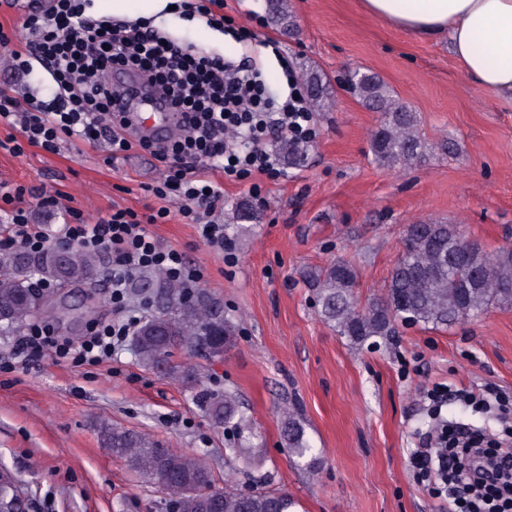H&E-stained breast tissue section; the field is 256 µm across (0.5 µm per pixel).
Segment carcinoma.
<instances>
[{
  "instance_id": "1",
  "label": "carcinoma",
  "mask_w": 512,
  "mask_h": 512,
  "mask_svg": "<svg viewBox=\"0 0 512 512\" xmlns=\"http://www.w3.org/2000/svg\"><path fill=\"white\" fill-rule=\"evenodd\" d=\"M271 24L286 29L293 23L288 0H265ZM313 105L326 97V81L317 72L306 79ZM348 86L362 104L382 115L372 137V151L387 167L407 166L422 156L417 136V116L387 92L373 75L355 72ZM465 238L454 224H411L404 237L402 254L391 271L381 301L362 307L353 296L356 271L338 260L310 276L316 303L324 321L357 345L374 337L390 336L398 322L409 325L451 327L474 319L493 306H512V249L493 254L484 250L471 255L468 276H456ZM100 253L78 249L63 251L54 246L32 254L22 249L0 250V331L17 332L28 320L49 315L46 300L35 291L37 275L61 285L85 283L103 268ZM130 287L146 294L153 313L134 329L132 342L140 363L157 370L171 368L175 350L224 356L234 340L235 326L224 313V302L204 288L189 290L162 273H140ZM182 378L200 387L198 398L216 428H228L242 436L249 420L232 391L213 392L202 385L196 372ZM282 435L288 452L315 464L305 437L301 413L293 401L281 408ZM112 455L124 459L130 469L147 482L159 485L169 496L172 512H294L296 503L284 493L219 488L205 492L213 478L202 461L174 448H167L145 433L107 425L100 430ZM21 481L0 484V507L29 512L32 500L21 497Z\"/></svg>"
}]
</instances>
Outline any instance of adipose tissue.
Masks as SVG:
<instances>
[{
	"instance_id": "ef3b65f1",
	"label": "adipose tissue",
	"mask_w": 512,
	"mask_h": 512,
	"mask_svg": "<svg viewBox=\"0 0 512 512\" xmlns=\"http://www.w3.org/2000/svg\"><path fill=\"white\" fill-rule=\"evenodd\" d=\"M363 8L411 37L449 40L468 79L512 97V0H363Z\"/></svg>"
}]
</instances>
